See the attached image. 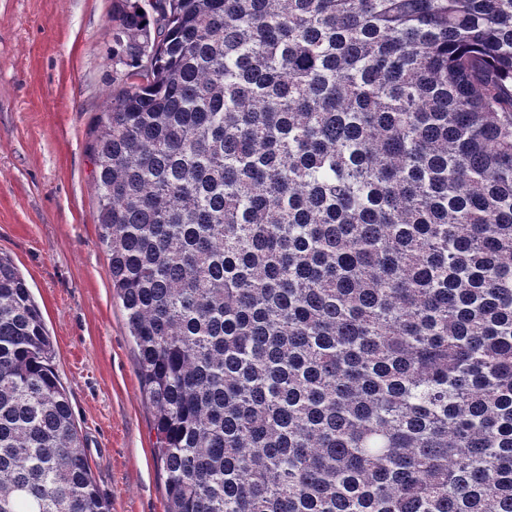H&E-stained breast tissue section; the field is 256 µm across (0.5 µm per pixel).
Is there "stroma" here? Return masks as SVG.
I'll return each mask as SVG.
<instances>
[{
    "label": "stroma",
    "mask_w": 512,
    "mask_h": 512,
    "mask_svg": "<svg viewBox=\"0 0 512 512\" xmlns=\"http://www.w3.org/2000/svg\"><path fill=\"white\" fill-rule=\"evenodd\" d=\"M119 0H0V254L26 279L111 512H166L155 416L99 241L89 130Z\"/></svg>",
    "instance_id": "1"
}]
</instances>
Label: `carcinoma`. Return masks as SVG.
Wrapping results in <instances>:
<instances>
[{
  "label": "carcinoma",
  "mask_w": 512,
  "mask_h": 512,
  "mask_svg": "<svg viewBox=\"0 0 512 512\" xmlns=\"http://www.w3.org/2000/svg\"><path fill=\"white\" fill-rule=\"evenodd\" d=\"M124 2L88 150L168 512H512V0ZM51 358L0 257V512H111Z\"/></svg>",
  "instance_id": "cac0c4a2"
}]
</instances>
